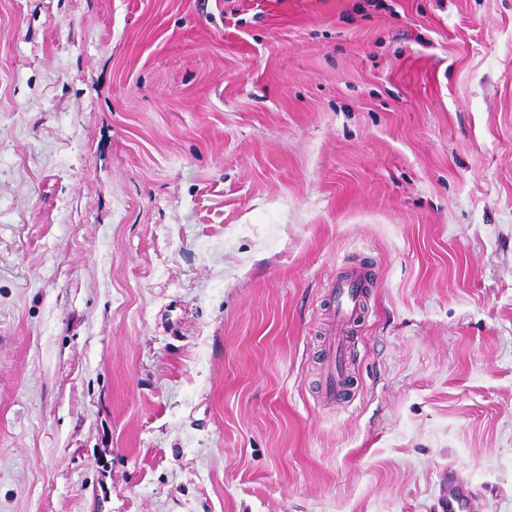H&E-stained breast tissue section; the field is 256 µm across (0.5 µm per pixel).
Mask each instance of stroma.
Segmentation results:
<instances>
[{"mask_svg":"<svg viewBox=\"0 0 512 512\" xmlns=\"http://www.w3.org/2000/svg\"><path fill=\"white\" fill-rule=\"evenodd\" d=\"M450 474L512 512V0H0V512H442ZM372 270L360 261L336 275L327 291L328 308L322 340V397L334 403L350 387L347 359L350 356V333L360 317Z\"/></svg>","mask_w":512,"mask_h":512,"instance_id":"stroma-1","label":"stroma"}]
</instances>
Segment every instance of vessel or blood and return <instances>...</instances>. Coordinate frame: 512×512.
I'll list each match as a JSON object with an SVG mask.
<instances>
[{
	"label": "vessel or blood",
	"instance_id": "obj_1",
	"mask_svg": "<svg viewBox=\"0 0 512 512\" xmlns=\"http://www.w3.org/2000/svg\"><path fill=\"white\" fill-rule=\"evenodd\" d=\"M368 263L355 264L337 274L327 291L328 308L322 340V397L335 402L350 387L347 360L350 333L360 317L371 285Z\"/></svg>",
	"mask_w": 512,
	"mask_h": 512
}]
</instances>
